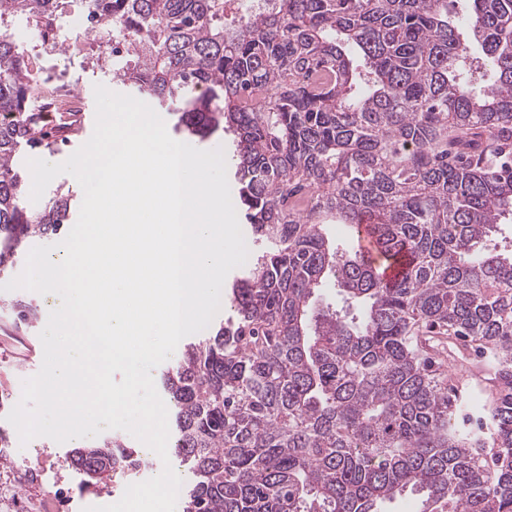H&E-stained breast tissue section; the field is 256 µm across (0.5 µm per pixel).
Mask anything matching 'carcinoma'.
Returning a JSON list of instances; mask_svg holds the SVG:
<instances>
[{"mask_svg":"<svg viewBox=\"0 0 512 512\" xmlns=\"http://www.w3.org/2000/svg\"><path fill=\"white\" fill-rule=\"evenodd\" d=\"M76 1L130 36L114 78L179 93L180 133L233 136L261 245L231 319L164 377L196 477L186 512H383L407 493L420 512H512V251L486 246L512 215V0H469L460 25L448 0H0V26ZM32 91L1 33L0 276L70 216L66 196L29 208L15 168L53 136ZM336 222L372 249L331 240ZM328 280L355 312L315 309ZM444 336L492 367L482 434L453 423ZM67 461L100 480L137 457L107 438Z\"/></svg>","mask_w":512,"mask_h":512,"instance_id":"cac0c4a2","label":"carcinoma"}]
</instances>
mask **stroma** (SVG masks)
I'll return each mask as SVG.
<instances>
[{
    "mask_svg": "<svg viewBox=\"0 0 512 512\" xmlns=\"http://www.w3.org/2000/svg\"><path fill=\"white\" fill-rule=\"evenodd\" d=\"M74 76L84 107L75 127L51 145L23 147L16 157L19 172H26V161L30 158H46L54 164L63 162L91 137L95 85L102 84L130 96L136 93L129 84L113 79L112 66L108 63L84 64L83 68L75 69ZM19 299L35 301L39 306L38 321L32 327L19 325L15 319L12 306ZM52 309L53 302L48 296L23 289L0 291V390L8 395L10 404L19 402L23 380L34 376L42 366L40 334ZM90 443L87 437L62 444L40 437L24 444L18 436H11L9 462L0 465V487L16 489L19 505L10 508L0 504V512H83L87 507L110 505L120 500L128 484L154 477L160 465L159 460L148 457L131 477H109L87 486L82 475L68 467L66 457L71 449ZM51 492L60 493L61 499L49 509L45 502Z\"/></svg>",
    "mask_w": 512,
    "mask_h": 512,
    "instance_id": "1",
    "label": "stroma"
}]
</instances>
